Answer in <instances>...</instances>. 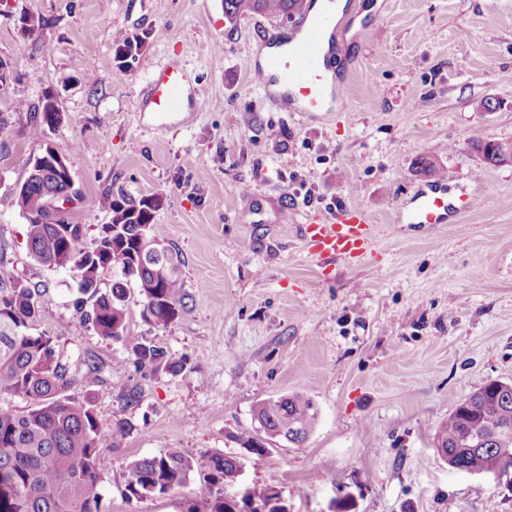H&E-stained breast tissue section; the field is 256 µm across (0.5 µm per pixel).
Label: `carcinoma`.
<instances>
[{"label": "carcinoma", "mask_w": 512, "mask_h": 512, "mask_svg": "<svg viewBox=\"0 0 512 512\" xmlns=\"http://www.w3.org/2000/svg\"><path fill=\"white\" fill-rule=\"evenodd\" d=\"M302 0H224V18L231 26L244 14L291 18ZM147 35H127L115 47V62L128 69L140 56ZM61 120L60 106L50 96L32 109L29 130L37 137ZM27 189L18 207L28 226L33 257L49 267L71 272L81 294L91 301L80 307L83 319L100 335L126 336L128 285L143 296L142 317L166 326L183 303L178 253L153 233L163 196L108 195L102 207L110 223L89 247L82 245L83 225L70 224L52 205L58 195H77L74 181L58 176L50 164L30 169ZM151 246L146 247L143 241ZM48 299L35 287H0V395L30 399L23 412L0 409V512H100L98 488L104 482L98 465L100 450L117 448L127 435L126 422L102 428L91 400L77 402L66 395L75 376L56 356L51 337L35 331ZM142 367L163 365L170 372L186 369L185 356L143 343L135 347ZM254 432L239 437L243 447L262 457L266 444L282 440L305 442L318 418L312 399L301 394L263 400L253 408ZM440 457L452 469L483 470L512 467V389L488 383L459 402L436 437ZM237 460L212 454L195 464L179 449L133 460L124 472L130 499L166 495L190 473L205 474L210 499L206 512H243L244 504L262 502L266 512H287L270 490H253L241 499L224 497V481L234 477Z\"/></svg>", "instance_id": "cac0c4a2"}]
</instances>
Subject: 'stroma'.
Segmentation results:
<instances>
[{
	"label": "stroma",
	"mask_w": 512,
	"mask_h": 512,
	"mask_svg": "<svg viewBox=\"0 0 512 512\" xmlns=\"http://www.w3.org/2000/svg\"><path fill=\"white\" fill-rule=\"evenodd\" d=\"M363 10L384 19L339 38L346 111L301 114L271 106L252 71L294 21L246 15L232 27L224 0H0V59L16 74L0 88V279L46 294L36 329L74 374L70 397L91 399L102 427L131 424L100 452V512H202L196 472L166 495L125 496L126 464L170 448L236 458L225 496L270 489L288 512H334L341 499L350 512H512V492L450 469L435 447L457 403L512 382V165L471 147L475 135L512 143V0H364ZM30 14L44 24L22 52ZM142 33L139 60L119 70L117 38ZM173 58L201 81L204 103L164 132L138 106L149 73ZM47 95L62 119L36 138L30 111ZM486 99L495 111L479 110ZM50 144L79 191L65 216L84 244L110 221L104 197L163 195L153 230L179 252L185 294L173 322L145 321L134 286L127 339L100 336L72 274L33 258L12 192ZM428 162L449 197L476 203L444 224L400 221L431 184ZM303 184L317 200L292 199ZM339 205L365 210L375 246L324 268L303 227ZM140 342L186 356V370L140 367ZM296 392L319 411L307 440L262 457L242 448L254 406Z\"/></svg>",
	"instance_id": "35a3bbf8"
}]
</instances>
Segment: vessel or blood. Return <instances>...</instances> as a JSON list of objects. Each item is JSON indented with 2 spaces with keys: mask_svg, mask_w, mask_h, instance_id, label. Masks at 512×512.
Listing matches in <instances>:
<instances>
[{
  "mask_svg": "<svg viewBox=\"0 0 512 512\" xmlns=\"http://www.w3.org/2000/svg\"><path fill=\"white\" fill-rule=\"evenodd\" d=\"M336 27L337 16L331 10L303 7L287 46L270 41L268 52L255 66L259 87L282 83L306 112L324 109L328 98H344V78H336L331 90L323 88L325 72L333 63ZM188 82V73L179 63L171 62L153 70L146 82L142 109L164 119L190 105L201 104L202 87H189ZM454 207L447 192L423 193L416 198L408 219L414 224H443ZM304 241L308 252L322 266L339 260L352 263L370 249L372 228L361 208L345 206L336 211L334 222L306 225Z\"/></svg>",
  "mask_w": 512,
  "mask_h": 512,
  "instance_id": "vessel-or-blood-1",
  "label": "vessel or blood"
}]
</instances>
